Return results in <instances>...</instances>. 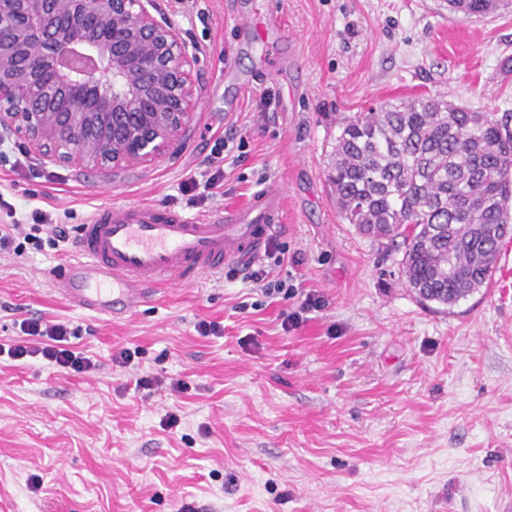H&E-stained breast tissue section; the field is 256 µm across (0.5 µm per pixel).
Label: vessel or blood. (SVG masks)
<instances>
[{
  "mask_svg": "<svg viewBox=\"0 0 512 512\" xmlns=\"http://www.w3.org/2000/svg\"><path fill=\"white\" fill-rule=\"evenodd\" d=\"M282 211L279 191H256L247 208L199 222L175 209L110 205L82 225L73 257L60 275L71 306L120 318L144 301L148 288L187 282L226 264L249 265Z\"/></svg>",
  "mask_w": 512,
  "mask_h": 512,
  "instance_id": "obj_1",
  "label": "vessel or blood"
}]
</instances>
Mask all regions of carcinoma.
<instances>
[{
	"label": "carcinoma",
	"mask_w": 512,
	"mask_h": 512,
	"mask_svg": "<svg viewBox=\"0 0 512 512\" xmlns=\"http://www.w3.org/2000/svg\"><path fill=\"white\" fill-rule=\"evenodd\" d=\"M328 181L343 221L403 248L406 283L452 306L490 283L512 234V127L440 97L338 122Z\"/></svg>",
	"instance_id": "carcinoma-1"
}]
</instances>
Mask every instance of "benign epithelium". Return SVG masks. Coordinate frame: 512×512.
Masks as SVG:
<instances>
[{
    "label": "benign epithelium",
    "instance_id": "7a95c632",
    "mask_svg": "<svg viewBox=\"0 0 512 512\" xmlns=\"http://www.w3.org/2000/svg\"><path fill=\"white\" fill-rule=\"evenodd\" d=\"M196 47L157 0H0V140L121 171L182 145Z\"/></svg>",
    "mask_w": 512,
    "mask_h": 512
}]
</instances>
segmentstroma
<instances>
[{"label": "stroma", "mask_w": 512, "mask_h": 512, "mask_svg": "<svg viewBox=\"0 0 512 512\" xmlns=\"http://www.w3.org/2000/svg\"><path fill=\"white\" fill-rule=\"evenodd\" d=\"M159 4L199 56L179 152L86 172L0 144L17 219L40 209L70 236L0 254V345L40 316L95 364L74 374L0 358V512H512V239L489 286L445 312L408 288L401 251L341 220L326 180L344 116L421 96L512 115V4L469 18L443 0ZM271 8L279 30L241 28ZM272 183L285 212L268 236L286 255L271 277L294 285L290 298L222 271L160 285L113 321L59 293L53 272L97 209L149 203L206 221ZM310 292L322 307L283 330ZM201 320L223 335H199ZM147 375L158 385L137 389Z\"/></svg>", "instance_id": "35a3bbf8"}]
</instances>
